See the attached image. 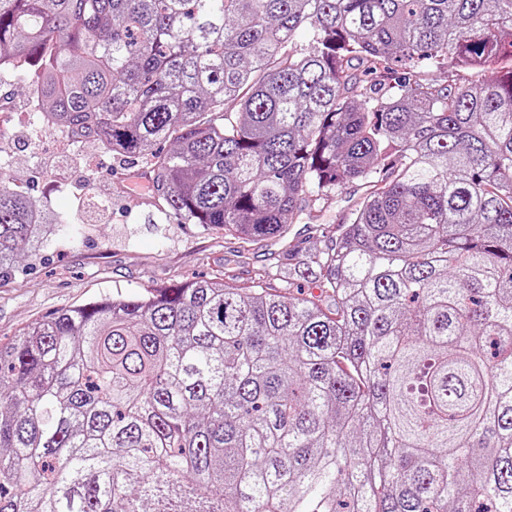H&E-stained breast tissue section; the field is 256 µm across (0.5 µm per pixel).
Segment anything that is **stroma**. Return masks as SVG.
<instances>
[{"mask_svg":"<svg viewBox=\"0 0 512 512\" xmlns=\"http://www.w3.org/2000/svg\"><path fill=\"white\" fill-rule=\"evenodd\" d=\"M31 78L0 74V137L21 192L39 199L58 223L39 251L25 253L0 281V340L53 312L104 294H132L221 273L249 282L276 266L284 244L317 246L309 224L289 227L287 241L237 239L195 224L160 223L152 193L131 162L70 131L34 133Z\"/></svg>","mask_w":512,"mask_h":512,"instance_id":"1","label":"stroma"}]
</instances>
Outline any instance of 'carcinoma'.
<instances>
[{
  "label": "carcinoma",
  "instance_id": "cac0c4a2",
  "mask_svg": "<svg viewBox=\"0 0 512 512\" xmlns=\"http://www.w3.org/2000/svg\"><path fill=\"white\" fill-rule=\"evenodd\" d=\"M17 58L164 218L328 244L282 252L317 295L201 279L1 342L0 512H512V0H0ZM7 168L0 279L37 241ZM360 182L350 183L347 190L343 192L341 198L337 203H334L330 208L329 217L331 225L338 226L347 221L351 209L360 202V197L363 193L362 186H359ZM313 224H290L288 232V245H297L300 242H306L302 246L320 247L317 236L319 232L315 233ZM314 236V237H312Z\"/></svg>",
  "mask_w": 512,
  "mask_h": 512
}]
</instances>
